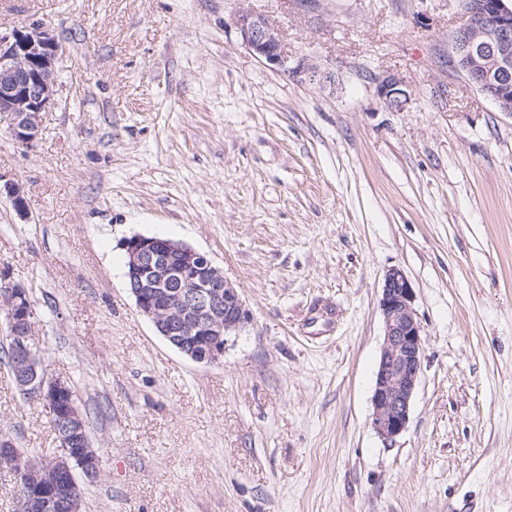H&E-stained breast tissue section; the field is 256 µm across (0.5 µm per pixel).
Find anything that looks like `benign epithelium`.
<instances>
[{"mask_svg":"<svg viewBox=\"0 0 512 512\" xmlns=\"http://www.w3.org/2000/svg\"><path fill=\"white\" fill-rule=\"evenodd\" d=\"M467 22L452 37V62L467 82L488 97L500 111L512 115V0H471ZM232 25L245 48L285 72L303 74L320 84L333 75L313 58L290 62L280 29L266 16L237 14ZM63 47L42 23L0 32V126L14 143L34 146L42 113L55 105V87ZM380 96L387 107L400 110L409 93L396 77L385 78ZM18 215L27 214L22 187L0 184ZM127 256L126 288L139 312L159 335L197 362L213 363L224 355L228 337L248 323L249 312L238 291L205 255L170 239L133 235L122 243ZM413 288L399 268L384 276L379 309L384 338L372 396L371 426L387 445L406 429L410 403L419 382L423 337L413 308ZM0 314L7 331L10 370L25 396L42 401L56 417V441L65 451L48 466L16 459L26 469L32 490L29 506L42 512L59 501L60 491L76 483L77 473L99 474V455L91 447L71 453L83 443L84 425L72 384L48 375L34 342L35 308L30 292L0 274Z\"/></svg>","mask_w":512,"mask_h":512,"instance_id":"7a95c632","label":"benign epithelium"}]
</instances>
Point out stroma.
<instances>
[{
  "instance_id": "35a3bbf8",
  "label": "stroma",
  "mask_w": 512,
  "mask_h": 512,
  "mask_svg": "<svg viewBox=\"0 0 512 512\" xmlns=\"http://www.w3.org/2000/svg\"><path fill=\"white\" fill-rule=\"evenodd\" d=\"M249 10L319 85L243 47ZM462 0H0L64 54L27 151L0 127V272L28 288L50 375L88 417L81 512H512V116L452 62ZM405 81L402 110L379 96ZM180 241L250 320L198 362L142 316L121 244ZM423 327L409 422L370 418L379 298ZM54 435L0 354V435Z\"/></svg>"
}]
</instances>
